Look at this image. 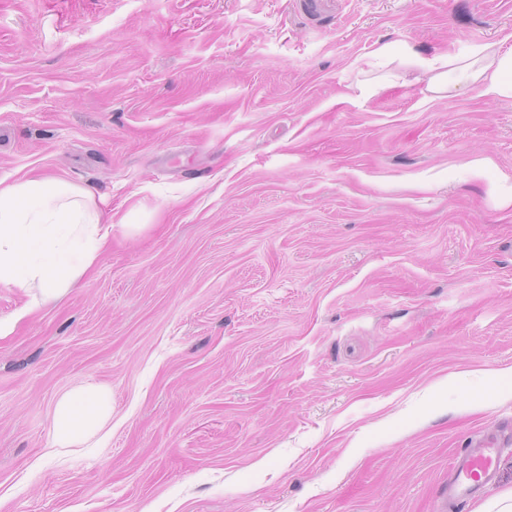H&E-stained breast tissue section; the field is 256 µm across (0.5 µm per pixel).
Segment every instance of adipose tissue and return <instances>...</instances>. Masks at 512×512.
I'll list each match as a JSON object with an SVG mask.
<instances>
[{
	"label": "adipose tissue",
	"instance_id": "ef3b65f1",
	"mask_svg": "<svg viewBox=\"0 0 512 512\" xmlns=\"http://www.w3.org/2000/svg\"><path fill=\"white\" fill-rule=\"evenodd\" d=\"M427 90L452 88L450 73L477 84L481 96L512 97V45L473 46L465 56L424 59ZM111 215L92 205V195L60 180H22L0 186V285L26 289L33 302L57 298L90 269L104 250ZM112 418L110 392L94 384L63 393L53 418L55 448L100 437Z\"/></svg>",
	"mask_w": 512,
	"mask_h": 512
}]
</instances>
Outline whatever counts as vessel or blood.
Here are the masks:
<instances>
[{
    "label": "vessel or blood",
    "instance_id": "vessel-or-blood-1",
    "mask_svg": "<svg viewBox=\"0 0 512 512\" xmlns=\"http://www.w3.org/2000/svg\"><path fill=\"white\" fill-rule=\"evenodd\" d=\"M501 448L486 439L465 448L448 470L447 507L478 493L497 473Z\"/></svg>",
    "mask_w": 512,
    "mask_h": 512
}]
</instances>
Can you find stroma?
Returning <instances> with one entry per match:
<instances>
[{
    "label": "stroma",
    "instance_id": "35a3bbf8",
    "mask_svg": "<svg viewBox=\"0 0 512 512\" xmlns=\"http://www.w3.org/2000/svg\"><path fill=\"white\" fill-rule=\"evenodd\" d=\"M511 34L512 0H0V183L114 224L61 297L0 286V512H439L512 438V97L407 53ZM88 383L106 446L53 452ZM111 418V394L106 388L87 384L63 393L54 408V447L77 448L97 437L103 440ZM501 448L494 439H486L465 448L448 469L446 507L478 493L497 473Z\"/></svg>",
    "mask_w": 512,
    "mask_h": 512
}]
</instances>
